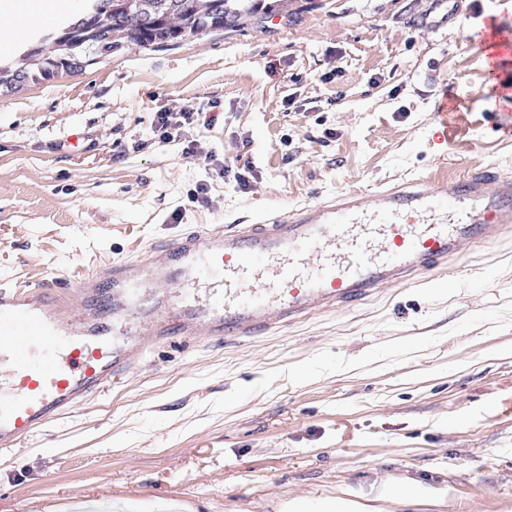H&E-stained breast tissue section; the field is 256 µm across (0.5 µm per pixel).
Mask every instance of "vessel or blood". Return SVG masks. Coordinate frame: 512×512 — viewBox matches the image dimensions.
I'll return each instance as SVG.
<instances>
[{"instance_id":"vessel-or-blood-1","label":"vessel or blood","mask_w":512,"mask_h":512,"mask_svg":"<svg viewBox=\"0 0 512 512\" xmlns=\"http://www.w3.org/2000/svg\"><path fill=\"white\" fill-rule=\"evenodd\" d=\"M495 40L512 86V26ZM512 233V173L418 179L322 195L237 230L199 227L115 260L76 284L0 283V447L48 426L176 339L239 343L357 306L389 284L420 286L472 247Z\"/></svg>"}]
</instances>
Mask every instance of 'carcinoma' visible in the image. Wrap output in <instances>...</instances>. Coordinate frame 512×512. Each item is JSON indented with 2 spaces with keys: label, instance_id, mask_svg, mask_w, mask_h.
I'll return each mask as SVG.
<instances>
[{
  "label": "carcinoma",
  "instance_id": "1",
  "mask_svg": "<svg viewBox=\"0 0 512 512\" xmlns=\"http://www.w3.org/2000/svg\"><path fill=\"white\" fill-rule=\"evenodd\" d=\"M277 0H92L96 25L80 34L58 29L59 54L45 58L42 52L26 54V66L12 69L0 64V87L16 89L18 79H49L71 73L69 61L83 56L103 57L132 44L168 49L206 32L243 27L276 12Z\"/></svg>",
  "mask_w": 512,
  "mask_h": 512
}]
</instances>
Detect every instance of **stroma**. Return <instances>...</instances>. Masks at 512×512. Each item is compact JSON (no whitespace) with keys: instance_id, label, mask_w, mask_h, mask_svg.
Here are the masks:
<instances>
[{"instance_id":"1","label":"stroma","mask_w":512,"mask_h":512,"mask_svg":"<svg viewBox=\"0 0 512 512\" xmlns=\"http://www.w3.org/2000/svg\"><path fill=\"white\" fill-rule=\"evenodd\" d=\"M512 0H288L259 26L135 45L0 94V281H75L199 225L474 164L512 172L479 48ZM464 121L443 138L445 89ZM198 119L179 141L155 116ZM203 153L183 154L189 141ZM235 160L248 177L210 169ZM206 201H194L199 185ZM462 277L240 344L176 341L0 448V512H512V236ZM195 112L181 109L178 112L163 111L156 114L154 132L162 142L171 143L181 138V130L192 125L197 118ZM178 139V140H179Z\"/></svg>"}]
</instances>
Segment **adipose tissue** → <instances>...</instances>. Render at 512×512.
<instances>
[{
  "mask_svg": "<svg viewBox=\"0 0 512 512\" xmlns=\"http://www.w3.org/2000/svg\"><path fill=\"white\" fill-rule=\"evenodd\" d=\"M82 0H0V50L13 49L14 36L29 33L33 24L48 25L75 16Z\"/></svg>",
  "mask_w": 512,
  "mask_h": 512,
  "instance_id": "1",
  "label": "adipose tissue"
}]
</instances>
